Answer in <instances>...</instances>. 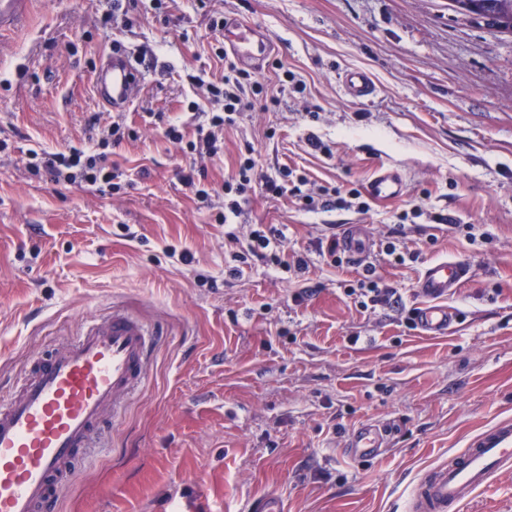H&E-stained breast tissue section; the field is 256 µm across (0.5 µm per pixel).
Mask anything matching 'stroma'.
<instances>
[{"mask_svg": "<svg viewBox=\"0 0 512 512\" xmlns=\"http://www.w3.org/2000/svg\"><path fill=\"white\" fill-rule=\"evenodd\" d=\"M109 5L34 0L28 22L0 34V398L112 309L159 335L147 379L106 420L58 512H257L269 496L284 512H406L423 475L512 418V35L456 18L448 0H166L160 14L136 0L132 26L107 33ZM226 15L276 43L254 75L278 103L218 131L201 200L181 180L191 159L152 115L196 138L187 105L207 91L189 77L222 78L210 20ZM116 40L151 64L125 114L136 136L109 157L118 189L31 175L28 149L86 141L94 115L107 131L93 72ZM350 69L370 76L373 97L340 92ZM249 148L260 173L291 168L314 191L364 189L385 166L405 194L308 211L255 193L219 223ZM256 224L285 234L278 262L238 261ZM345 224L366 226L374 278L402 308L346 295L362 267L318 248ZM438 259L469 277L448 298L457 323L427 337L406 317ZM368 422L391 429L386 447L347 456ZM454 512H512V473Z\"/></svg>", "mask_w": 512, "mask_h": 512, "instance_id": "1", "label": "stroma"}]
</instances>
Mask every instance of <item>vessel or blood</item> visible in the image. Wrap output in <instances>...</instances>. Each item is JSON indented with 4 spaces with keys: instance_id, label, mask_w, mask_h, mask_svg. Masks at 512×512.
<instances>
[{
    "instance_id": "1",
    "label": "vessel or blood",
    "mask_w": 512,
    "mask_h": 512,
    "mask_svg": "<svg viewBox=\"0 0 512 512\" xmlns=\"http://www.w3.org/2000/svg\"><path fill=\"white\" fill-rule=\"evenodd\" d=\"M33 0H0V33L20 27ZM224 45L244 66L260 68L274 44L260 27L236 18L224 21ZM148 65L134 50L117 48L95 68L94 91L109 111H128L146 82ZM341 88L363 99L375 91L369 75L345 71ZM403 176L380 168L367 184L380 201L400 199ZM346 253L361 260L369 247L366 229L345 225L340 239ZM465 265L446 259L429 263L417 292V326L429 336L448 332L457 311L448 295L466 279ZM152 330L121 310L105 322L87 324L77 339L37 361L21 384L0 400V512H56L66 495L76 464L102 429L105 414H119L151 369ZM386 432L368 424L348 442L360 458L377 456ZM512 470V419L475 435L466 449L432 468L418 482L408 512H448L470 499L503 472Z\"/></svg>"
}]
</instances>
